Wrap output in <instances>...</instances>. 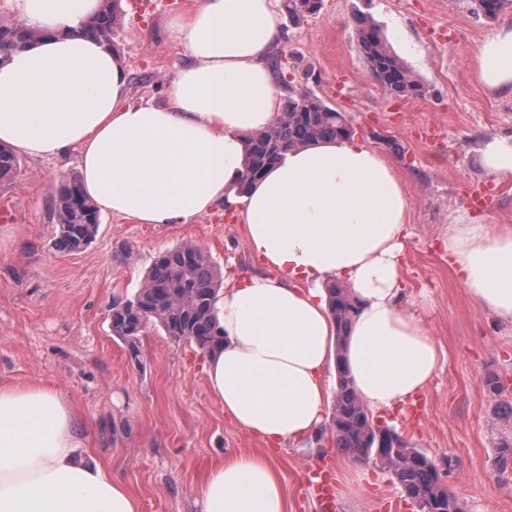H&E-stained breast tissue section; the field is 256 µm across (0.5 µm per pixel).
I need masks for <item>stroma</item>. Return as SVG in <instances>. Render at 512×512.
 Here are the masks:
<instances>
[{
  "instance_id": "obj_1",
  "label": "stroma",
  "mask_w": 512,
  "mask_h": 512,
  "mask_svg": "<svg viewBox=\"0 0 512 512\" xmlns=\"http://www.w3.org/2000/svg\"><path fill=\"white\" fill-rule=\"evenodd\" d=\"M187 0H121L124 26L116 53L131 100L167 99L187 58L169 27ZM370 16L424 83L418 98L396 97L375 81L357 46L353 16ZM512 8L490 19L468 0H323L316 14L284 22L275 55L294 84L345 112L353 133L379 150L409 196L402 286L445 351L441 370L419 394L422 415L391 411L389 426L444 465L443 479L464 512H512V468L499 449L512 442V326L485 312L448 266L442 237L451 224L512 225V183L493 181L478 159L481 143L512 136V96L474 78L473 50ZM433 127L423 143L414 131ZM77 155L25 158L14 180L0 182V383L42 380L79 406L94 451L139 499L140 512H195L191 488L218 457L267 454L283 481L288 512H325L308 490L315 465L343 475L347 456L331 439L265 448L224 416L207 385L206 356L155 329L140 337L138 360L113 338V296L133 295L154 258L185 242L199 245L222 275L254 270L243 224L217 205L186 224L161 228L102 214L94 242L76 254L54 246L49 200L57 177L77 174ZM494 183L485 208L474 187ZM130 248L129 262L115 259ZM366 491L336 484L332 512H416L391 473L363 464Z\"/></svg>"
}]
</instances>
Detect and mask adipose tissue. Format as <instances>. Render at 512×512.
I'll list each match as a JSON object with an SVG mask.
<instances>
[{"label":"adipose tissue","mask_w":512,"mask_h":512,"mask_svg":"<svg viewBox=\"0 0 512 512\" xmlns=\"http://www.w3.org/2000/svg\"><path fill=\"white\" fill-rule=\"evenodd\" d=\"M42 36L0 63V145L52 159L77 152L84 191L139 224H184L239 209L259 273L229 277L214 300L224 343L208 355L210 390L238 429L272 445L322 423L343 353L370 410L391 409L437 375L443 351L400 284L409 200L385 156L350 137L290 152L236 191L245 138L277 117L270 66L278 0H197L171 27L189 59L166 103L133 102L119 58L81 29L100 0H10ZM477 81L512 94V23L474 51ZM448 263L467 296L512 325V227L449 225ZM357 301L338 341L320 281ZM200 512H286L269 457L211 464L193 486ZM0 512H140L90 450L73 399L40 381L0 385Z\"/></svg>","instance_id":"1"}]
</instances>
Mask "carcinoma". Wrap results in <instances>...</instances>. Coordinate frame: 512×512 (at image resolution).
<instances>
[{
    "mask_svg": "<svg viewBox=\"0 0 512 512\" xmlns=\"http://www.w3.org/2000/svg\"><path fill=\"white\" fill-rule=\"evenodd\" d=\"M117 0H101V8L84 29L85 35L115 48L113 36L119 25ZM474 10L495 17L512 6V0H473ZM321 8V0H287L288 18L298 21ZM353 23L360 53L375 81L388 93L417 97L425 86L411 73L391 48L382 28L370 17L355 14ZM38 38L24 22L0 21V62L12 52ZM288 95L277 120L264 131L247 138L238 192L243 194L272 165L296 148L322 140L352 136L345 115L317 95L284 85ZM20 161L0 147V181L10 180ZM58 231L54 246L62 253L83 251L95 238L100 213L82 190L78 176L61 181L50 199ZM218 276L209 254L185 243L160 253L149 268L133 298L112 299V335L123 341L131 357L139 355L138 336L148 327L162 330L175 342L186 341L206 354L221 344L213 302ZM328 306L339 341H344L357 305L350 289L333 281L326 286ZM337 386L333 400L330 433L336 448L356 462L375 461L394 476L405 497L418 512H462L433 463L424 452L413 448L399 434L397 447L376 444L374 416L359 399L347 376L343 358L336 364Z\"/></svg>",
    "mask_w": 512,
    "mask_h": 512,
    "instance_id": "obj_1",
    "label": "carcinoma"
}]
</instances>
